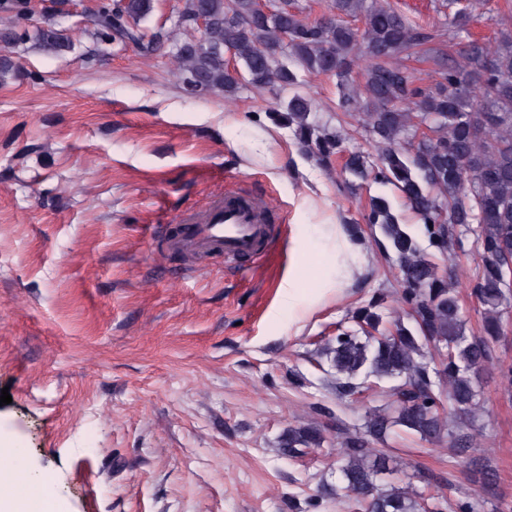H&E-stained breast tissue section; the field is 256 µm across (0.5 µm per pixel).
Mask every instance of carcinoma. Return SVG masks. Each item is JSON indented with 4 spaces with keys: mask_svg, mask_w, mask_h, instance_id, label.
<instances>
[{
    "mask_svg": "<svg viewBox=\"0 0 512 512\" xmlns=\"http://www.w3.org/2000/svg\"><path fill=\"white\" fill-rule=\"evenodd\" d=\"M333 13L307 21L294 0L271 10L257 0H182L177 23L164 31L141 26L153 0H113L97 26L111 40L130 42L142 55L168 45L179 82L191 78L208 94L234 98L245 86L285 89L298 84V73L336 79L338 108L353 113L374 152L354 150L344 156L342 174L397 190L423 221L434 247L452 253L461 243L457 227L475 224L482 266L474 291L483 310L484 336H468L451 278L399 224L390 201L370 200L367 223L388 240L401 277L400 296L409 306V328L401 319L380 331L382 318L374 300L353 320L364 337L348 331L331 349L336 385L353 395L369 382L398 378L394 400L366 411L361 427L341 433L336 473L342 490L360 512H425L421 494L403 486L382 489L379 475L394 456L380 447L395 426L422 440L462 441L433 398L444 396L448 411L475 416L483 400L479 379L492 354L489 339L500 329L507 300L504 268L512 260V29L493 44L462 42L469 13L430 31L410 23L382 0H332ZM361 19L352 26L335 14ZM203 17L206 27L194 38L188 26ZM34 39L48 53L71 48L70 39L53 25L36 28ZM18 36L15 21L0 23V44ZM238 65L231 66L226 53ZM419 55L432 62V80L417 85L402 60ZM361 69V83L353 73ZM296 124L304 150L318 160L343 152L345 137L308 122L312 100L298 92L275 108ZM442 344L445 357L431 381L422 361L420 339ZM320 429H288V452L317 448Z\"/></svg>",
    "mask_w": 512,
    "mask_h": 512,
    "instance_id": "cac0c4a2",
    "label": "carcinoma"
}]
</instances>
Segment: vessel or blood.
<instances>
[{"label":"vessel or blood","mask_w":512,"mask_h":512,"mask_svg":"<svg viewBox=\"0 0 512 512\" xmlns=\"http://www.w3.org/2000/svg\"><path fill=\"white\" fill-rule=\"evenodd\" d=\"M269 200L239 191L213 196L197 210L177 218L179 229L167 234L172 251L199 261L216 254L245 267L262 259L274 233Z\"/></svg>","instance_id":"vessel-or-blood-1"}]
</instances>
